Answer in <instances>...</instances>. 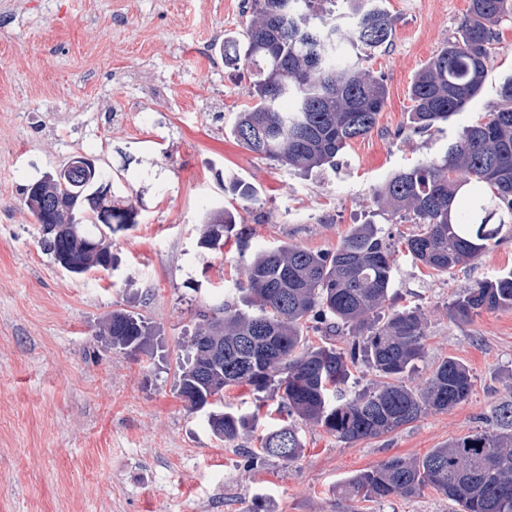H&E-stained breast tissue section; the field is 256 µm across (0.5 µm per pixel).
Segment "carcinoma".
I'll return each mask as SVG.
<instances>
[{
  "label": "carcinoma",
  "instance_id": "cac0c4a2",
  "mask_svg": "<svg viewBox=\"0 0 512 512\" xmlns=\"http://www.w3.org/2000/svg\"><path fill=\"white\" fill-rule=\"evenodd\" d=\"M384 0H250L242 37L224 39V60L249 75L253 104L238 112L233 136L263 159L309 172L336 169L350 143L369 134L385 110L383 79L364 66L368 52L390 42L393 17ZM512 16V0H469L459 37L442 47L415 75L411 120L430 130L462 112L481 90L487 62L498 43L494 27ZM502 104L466 125L446 153L426 164L393 173L374 193L383 212H410L419 232L406 239L411 259L437 272L476 260L502 233L512 235V80L501 87ZM112 170L44 178L26 188L27 210L45 216L40 244L66 259L75 275L112 270L106 243L129 223L132 205L104 202L97 183ZM224 192L255 197L254 187L229 181ZM228 210L207 217L202 247L218 250L236 232ZM394 251L389 234L359 224L336 251L288 245L256 252L245 265L246 282L235 288L248 310L228 303L201 314L181 366L177 391L194 411H207L208 425L232 443L254 431L256 416L213 409L224 388L246 384L269 391L276 412L286 416L259 437L262 457L284 462L304 450L291 418L322 425L340 441L379 438L417 421L429 410L465 401L472 377L448 358L415 390L402 379L424 353L425 318L415 308L381 311L392 298ZM512 308V274L479 282L448 301V316L465 321L483 311ZM349 335L348 351L332 343L312 347L308 332ZM114 349H144L152 327L124 309L99 329ZM362 361L384 382L354 398L344 383ZM430 486L457 501L462 512H512V403L501 405L495 427L433 448L420 458L391 456L343 482L344 493L376 500L412 497Z\"/></svg>",
  "mask_w": 512,
  "mask_h": 512
}]
</instances>
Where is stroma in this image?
I'll return each mask as SVG.
<instances>
[{
    "label": "stroma",
    "mask_w": 512,
    "mask_h": 512,
    "mask_svg": "<svg viewBox=\"0 0 512 512\" xmlns=\"http://www.w3.org/2000/svg\"><path fill=\"white\" fill-rule=\"evenodd\" d=\"M250 0H0V512H461L433 488L374 501L338 488L391 456L427 451L491 423L512 402V309L466 322L455 295L512 273V237L480 259L438 273L411 260V214H383L375 189L396 171L440 157L463 126L500 104L512 78V18L480 92L448 123L416 131L415 75L459 34L468 0H386L391 41L367 65L388 89L368 135L336 169L303 175L259 158L232 135L249 105V78L224 61ZM86 156L112 168V198L136 222L111 239L115 269L75 277L43 252L23 190ZM239 179L252 201L224 192ZM244 220L248 248L200 247L206 217ZM389 232L395 307L426 321L424 355L404 382L424 387L443 360L465 364L468 399L393 433L342 442L301 423L302 456L261 458L259 435L276 402L245 384L225 388L224 410L258 413L255 432L228 444L175 384L199 313L245 278L251 252L279 245L332 251L358 224ZM143 315L148 351L100 339L112 310Z\"/></svg>",
    "instance_id": "35a3bbf8"
}]
</instances>
